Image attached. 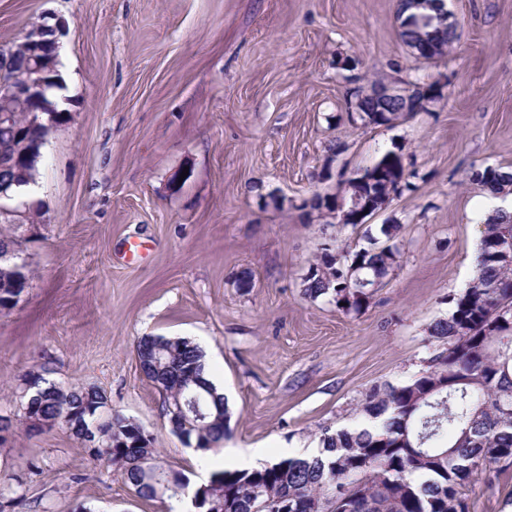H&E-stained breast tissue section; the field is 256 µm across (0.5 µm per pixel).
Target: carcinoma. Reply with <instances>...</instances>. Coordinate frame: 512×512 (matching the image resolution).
<instances>
[{
  "mask_svg": "<svg viewBox=\"0 0 512 512\" xmlns=\"http://www.w3.org/2000/svg\"><path fill=\"white\" fill-rule=\"evenodd\" d=\"M413 0H397L396 19L409 46L437 47L456 39L455 32L419 27ZM19 69L0 66V188L18 196V180L35 182L37 164L49 125H60L66 113L58 110L54 93L36 104L9 96ZM398 104L377 111L362 102L359 118L385 126ZM403 174L400 155L388 152L363 177L347 182L370 207L381 203ZM478 181L498 193H512V173L490 167L476 172ZM400 226L383 224L379 235L364 233L367 245L323 248L307 269L302 295L326 297L345 314L359 313L368 304L369 286H379L397 262L395 243ZM477 272L459 293L448 296V319L436 322L429 337L445 346L426 368L409 381L377 384L369 389L358 414L363 423L352 429H321L322 451L311 457H292L260 470L215 471L196 488V512H272L281 498L292 501L294 512H469L461 488L479 472L512 466V216L501 215L482 226ZM22 289L0 269V309L8 308ZM142 374L162 394L163 403L191 390L199 393L206 426L173 431L187 446L217 451L227 431L224 395L205 378L203 353L185 337L145 335L136 345ZM35 377L33 403L26 422L39 415L66 419L69 432L84 441L82 428L94 429L99 447L89 452L121 470L125 483L148 500L173 512V495L158 493L154 474L187 489L189 478L167 468L156 438L141 425L104 413L103 393L97 389H65L42 374ZM343 499L336 500V490ZM27 501L24 482L3 479L0 512Z\"/></svg>",
  "mask_w": 512,
  "mask_h": 512,
  "instance_id": "carcinoma-1",
  "label": "carcinoma"
}]
</instances>
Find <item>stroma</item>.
I'll list each match as a JSON object with an SVG mask.
<instances>
[{"instance_id": "stroma-1", "label": "stroma", "mask_w": 512, "mask_h": 512, "mask_svg": "<svg viewBox=\"0 0 512 512\" xmlns=\"http://www.w3.org/2000/svg\"><path fill=\"white\" fill-rule=\"evenodd\" d=\"M445 4L460 36L419 62L396 0H0V46L39 17L66 19L69 114L37 166L45 221L13 230L31 279L0 311V414L22 415L33 369L98 389L195 482L205 470L139 370L140 336L207 349L228 403L225 446L270 457L358 425L372 386L424 368L429 326L476 272L485 189L474 173L512 169V0ZM374 79L440 82L445 97L390 126L351 120L354 84ZM389 151L410 186L365 226L305 214L304 200ZM383 224L401 227L398 263L360 314L302 295L323 243ZM133 241L145 247L135 262ZM243 271L251 287H238ZM9 476L46 512H164L63 427L0 442ZM463 494L470 512H512V468Z\"/></svg>"}]
</instances>
